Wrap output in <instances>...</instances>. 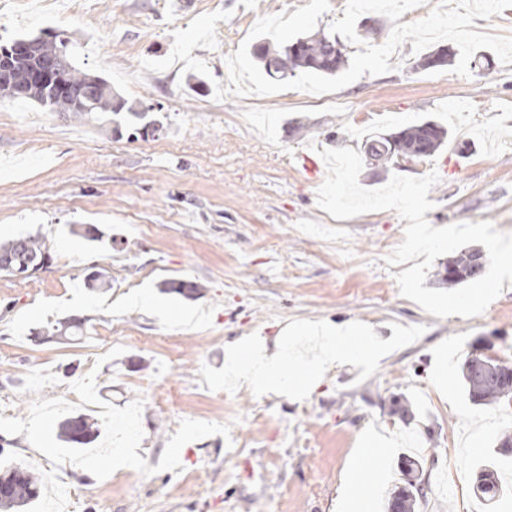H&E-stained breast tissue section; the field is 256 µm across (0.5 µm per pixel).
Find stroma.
Wrapping results in <instances>:
<instances>
[{"mask_svg": "<svg viewBox=\"0 0 512 512\" xmlns=\"http://www.w3.org/2000/svg\"><path fill=\"white\" fill-rule=\"evenodd\" d=\"M309 2L0 10V44L62 34L77 67L163 126L134 140L108 122L0 99V241L39 233L52 255L28 279L0 272V454L58 475L34 512L63 491L71 512H339L368 433L385 441L359 476L372 512L402 485L407 456L421 459L429 487L416 512H512V462L499 471L504 497L473 490L512 429V404H473L459 380L476 348L512 363V286L479 316L428 314L401 296V266L385 262L404 220L392 210L333 218L317 206L326 170L304 161L438 120L450 135L441 151L400 168L364 163L361 185L434 171L432 226L488 221L512 233V64L481 49L468 76L424 71L407 42L390 72L334 93L215 100L257 20ZM197 72L205 88L188 86ZM82 224L100 240L79 235ZM93 266L107 287H86ZM174 281L202 290L164 292ZM72 315L82 335H54ZM314 322L367 327L369 358L329 368L299 398L225 380L229 344L271 343ZM395 397L411 402L412 424L391 414ZM73 413L95 416L94 446L57 440Z\"/></svg>", "mask_w": 512, "mask_h": 512, "instance_id": "1", "label": "stroma"}]
</instances>
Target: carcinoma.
<instances>
[{
	"label": "carcinoma",
	"instance_id": "1",
	"mask_svg": "<svg viewBox=\"0 0 512 512\" xmlns=\"http://www.w3.org/2000/svg\"><path fill=\"white\" fill-rule=\"evenodd\" d=\"M28 42H37L44 55H55L67 49L65 40L56 33L43 32L37 37H20L5 45L7 49L19 48ZM339 44L336 37L318 32L297 37L283 46L261 43L254 46V55L265 73L273 79H285L297 71L314 72L323 76H334L349 64L346 54L333 53ZM68 88L47 86L28 97L51 112H69L78 117L95 112L119 115L126 110L137 120L147 113L137 110L134 103L113 92L109 82L99 76L76 69L67 64ZM448 140V129L436 120L428 119L406 127L389 136H372L366 139L364 153L377 164L395 163L396 153L404 151L421 153L428 157L438 152ZM51 260L50 248L41 236H26L0 245V271L16 275L24 272L32 277L40 267ZM488 258L478 248L462 250L439 264L435 272L436 281L451 289L469 280L480 277L487 267ZM501 362L483 353L472 352L462 365V381L468 396L484 405L512 400V378L500 368ZM98 422L84 414L71 416L58 425L60 441L74 447H83L98 436ZM419 460L408 457L402 467L404 484L393 492L389 503L392 512H415L418 501L426 496ZM483 481L474 483L475 493L486 501L500 495L501 485L497 473L490 467L481 470ZM41 493V478L19 465H0V512H23V509L38 500Z\"/></svg>",
	"mask_w": 512,
	"mask_h": 512
}]
</instances>
